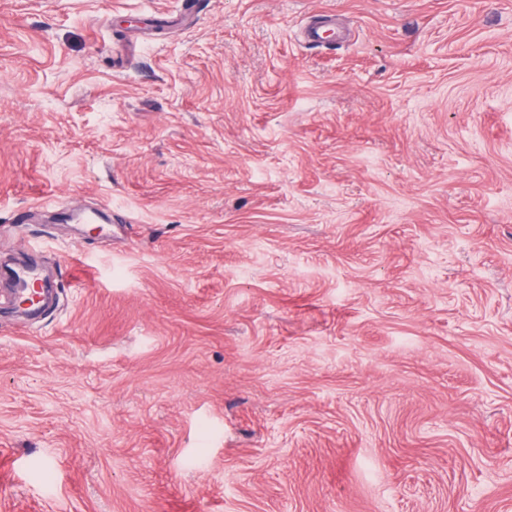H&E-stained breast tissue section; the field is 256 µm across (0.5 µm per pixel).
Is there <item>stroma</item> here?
Wrapping results in <instances>:
<instances>
[{
  "mask_svg": "<svg viewBox=\"0 0 512 512\" xmlns=\"http://www.w3.org/2000/svg\"><path fill=\"white\" fill-rule=\"evenodd\" d=\"M182 2L0 0V512H512V0ZM38 280V271L33 266L22 268L18 266H1L0 282L6 284L10 296L17 306L24 305L33 310L40 308L46 300V292L41 288H36ZM23 282L27 288H16L18 282Z\"/></svg>",
  "mask_w": 512,
  "mask_h": 512,
  "instance_id": "35a3bbf8",
  "label": "stroma"
}]
</instances>
